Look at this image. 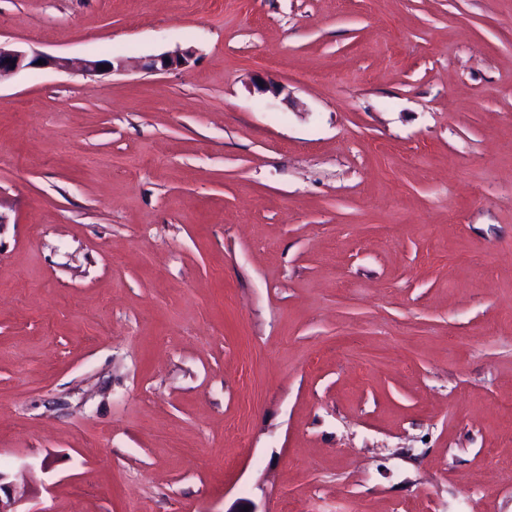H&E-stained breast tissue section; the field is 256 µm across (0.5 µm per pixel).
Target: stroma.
Here are the masks:
<instances>
[{
    "instance_id": "stroma-1",
    "label": "stroma",
    "mask_w": 512,
    "mask_h": 512,
    "mask_svg": "<svg viewBox=\"0 0 512 512\" xmlns=\"http://www.w3.org/2000/svg\"><path fill=\"white\" fill-rule=\"evenodd\" d=\"M0 41L124 62L0 79L30 512H512V0H0ZM170 60V63L166 62ZM189 54L187 52H173L161 55H154L145 58L141 64V69L147 72L169 71L181 68L188 63Z\"/></svg>"
}]
</instances>
